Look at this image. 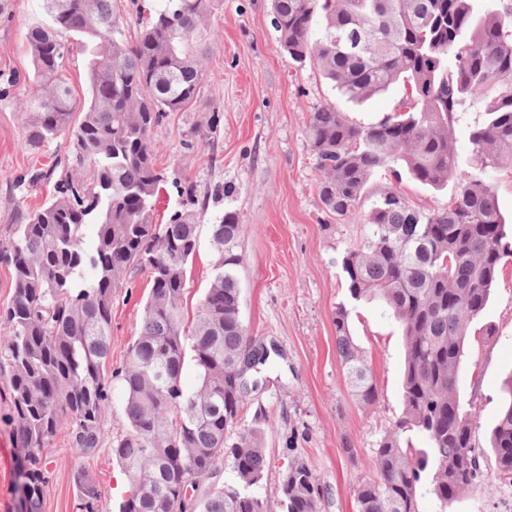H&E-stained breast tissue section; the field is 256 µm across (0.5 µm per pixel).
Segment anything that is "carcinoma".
I'll return each mask as SVG.
<instances>
[{
	"label": "carcinoma",
	"mask_w": 512,
	"mask_h": 512,
	"mask_svg": "<svg viewBox=\"0 0 512 512\" xmlns=\"http://www.w3.org/2000/svg\"><path fill=\"white\" fill-rule=\"evenodd\" d=\"M217 0H159L128 38L117 0H44L47 23L26 42L39 88L27 106L26 142L59 138L70 166L57 194L25 224L11 226L0 262L11 270L10 306L0 313V373L7 376L24 512H42L44 450L58 436L80 454L109 448L129 478L119 512H264L253 491L267 468L264 431L243 428L228 442L250 379L271 353L241 315L237 268L245 225L227 211L211 225L214 261L193 326L184 324L187 268L199 248L207 199L168 224L153 223L167 182L152 134L164 115L196 103L203 54L195 44ZM283 49L311 62L347 100L363 102L393 85L394 111L357 124L333 104L317 108L305 130L327 213L361 219L364 241L341 259L347 302L336 306V350L357 403L377 399L365 352L349 327L347 303L380 301L400 322L405 343L402 417L385 431L368 474L356 476L357 512H416L422 488L447 512L473 485H512V375L501 387L490 433L493 472L464 408L457 374L469 323L488 305L512 241L490 182L512 170V4L503 0H273ZM78 38L88 99L75 111L64 72ZM472 166H460L450 136L472 108ZM436 190L454 184L448 207L425 211L397 187L402 173ZM395 184L375 192L373 179ZM370 210H365V206ZM148 273L139 336L124 363L109 366L112 304L128 274ZM198 386H183L186 361ZM124 391V427L105 433L112 380ZM426 443L414 447L409 435ZM230 458L233 486L220 482ZM78 512H101L102 493L77 475ZM192 489L183 500L181 488ZM311 466L288 457L281 475L284 512H320Z\"/></svg>",
	"instance_id": "1"
}]
</instances>
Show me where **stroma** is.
I'll use <instances>...</instances> for the list:
<instances>
[{"label":"stroma","instance_id":"obj_1","mask_svg":"<svg viewBox=\"0 0 512 512\" xmlns=\"http://www.w3.org/2000/svg\"><path fill=\"white\" fill-rule=\"evenodd\" d=\"M0 19V240L11 225L53 193L36 171L66 173L63 143L25 146L26 106L36 92L25 34L44 16L42 0H10ZM203 80L196 103L167 113L153 131L156 163L175 175L165 184L154 221L169 223L184 208L187 191L208 198L199 218L200 248L188 268L187 312H194L211 276L210 226L225 208L235 209L246 232L238 270L242 315L251 333L274 345L277 357L262 374L266 385L251 393L239 427L261 423L268 467L255 494L265 512H282L281 473L289 452L300 453L323 489L321 512H356L353 477L373 469L384 430L402 414L404 338L380 302L362 301L349 325L365 350L377 400L365 410L354 400L336 352V307L346 299L341 257L362 241L365 223L328 216L319 200V173L305 138L311 112L331 103L358 123L391 112L401 90L391 87L362 104L348 102L313 64L291 61L273 24L272 0H221L206 24ZM232 197H217L223 186ZM150 284L132 274L112 306L109 362L120 366L141 328ZM512 374V262L499 275L492 298L470 326L458 377L462 401L481 419L476 435L486 445L499 411V393ZM8 382L0 377V512H22L17 479L20 450ZM49 483L43 512H77V472L102 490L103 512H118L127 476L108 449L85 456L62 439L45 452Z\"/></svg>","mask_w":512,"mask_h":512}]
</instances>
